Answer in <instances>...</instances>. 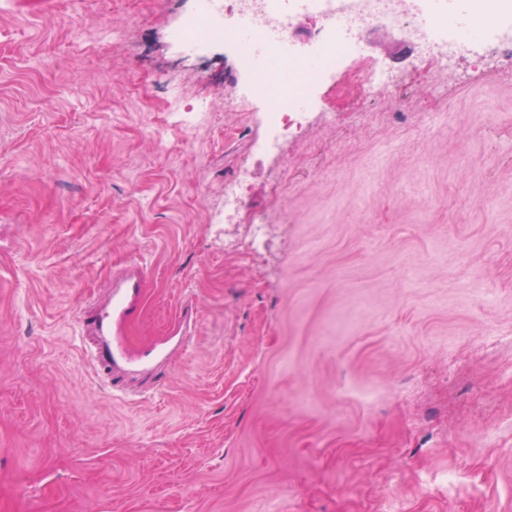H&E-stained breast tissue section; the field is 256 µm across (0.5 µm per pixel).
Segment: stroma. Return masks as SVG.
<instances>
[{"label":"stroma","mask_w":512,"mask_h":512,"mask_svg":"<svg viewBox=\"0 0 512 512\" xmlns=\"http://www.w3.org/2000/svg\"><path fill=\"white\" fill-rule=\"evenodd\" d=\"M183 7L0 0V512H512V76L423 78L371 31L403 84L338 78L270 153L231 48L170 41ZM172 84L216 115L160 147ZM245 160L287 226L255 260L220 213ZM132 261L129 345L197 323L123 394L75 336Z\"/></svg>","instance_id":"1"}]
</instances>
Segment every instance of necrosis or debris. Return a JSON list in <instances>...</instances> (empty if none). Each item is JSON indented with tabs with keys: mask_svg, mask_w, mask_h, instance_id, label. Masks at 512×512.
<instances>
[{
	"mask_svg": "<svg viewBox=\"0 0 512 512\" xmlns=\"http://www.w3.org/2000/svg\"><path fill=\"white\" fill-rule=\"evenodd\" d=\"M312 14L320 20L307 37L317 50L315 57L289 54L287 37ZM263 22L275 23L282 40L266 44L259 52L247 51L246 43L257 37ZM372 28L411 46L417 62L443 69L461 46L491 36L495 39L492 69L512 74L511 22L489 7L481 29L467 36L449 22L447 13L433 10L430 0H348L343 7L336 0H234L229 8L224 0H195L193 12L171 36L190 58L202 56L211 43H224L234 50L248 90L261 84L273 87L274 108L266 113L263 125L269 143L279 149L296 139L309 123L312 97L347 62L354 39ZM213 110L209 99H199L188 107L179 88L169 90L168 121L184 130L207 123ZM247 177L248 170L243 167L225 183L224 223L248 240V253L255 258L260 246L276 238L282 227L268 223L266 215L248 212L241 191Z\"/></svg>",
	"mask_w": 512,
	"mask_h": 512,
	"instance_id": "1",
	"label": "necrosis or debris"
}]
</instances>
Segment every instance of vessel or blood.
Masks as SVG:
<instances>
[{
	"instance_id": "vessel-or-blood-1",
	"label": "vessel or blood",
	"mask_w": 512,
	"mask_h": 512,
	"mask_svg": "<svg viewBox=\"0 0 512 512\" xmlns=\"http://www.w3.org/2000/svg\"><path fill=\"white\" fill-rule=\"evenodd\" d=\"M146 283V272L137 264L113 274L109 283V302H89L79 320L80 336L94 339L91 346L92 360L116 389L125 388L126 373L150 372L165 363L168 357L166 349L156 345L134 354L129 353L121 338V326L140 309Z\"/></svg>"
}]
</instances>
